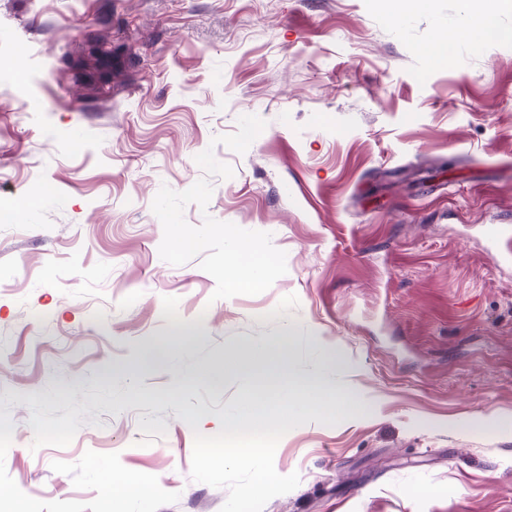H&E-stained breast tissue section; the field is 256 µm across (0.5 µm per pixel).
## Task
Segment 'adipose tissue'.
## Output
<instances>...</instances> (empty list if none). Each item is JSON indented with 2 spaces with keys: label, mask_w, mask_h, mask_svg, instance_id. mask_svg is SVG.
<instances>
[{
  "label": "adipose tissue",
  "mask_w": 512,
  "mask_h": 512,
  "mask_svg": "<svg viewBox=\"0 0 512 512\" xmlns=\"http://www.w3.org/2000/svg\"><path fill=\"white\" fill-rule=\"evenodd\" d=\"M511 7L512 0H494L491 7L471 10L458 32H440L432 41L421 46V54L433 63L444 64L459 40L483 43L511 39L512 33L501 29L497 22L498 11Z\"/></svg>",
  "instance_id": "obj_1"
}]
</instances>
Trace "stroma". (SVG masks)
<instances>
[{
  "label": "stroma",
  "instance_id": "stroma-1",
  "mask_svg": "<svg viewBox=\"0 0 512 512\" xmlns=\"http://www.w3.org/2000/svg\"><path fill=\"white\" fill-rule=\"evenodd\" d=\"M471 8L0 0V512H220L195 436L286 338L361 408L280 439L300 483L263 512H512V263L484 234L512 225V42L418 52ZM243 115L249 149L212 146ZM209 148L234 175L184 217L270 234L262 293L213 300L199 259L159 255L152 202ZM125 474L148 505L113 499Z\"/></svg>",
  "mask_w": 512,
  "mask_h": 512
}]
</instances>
